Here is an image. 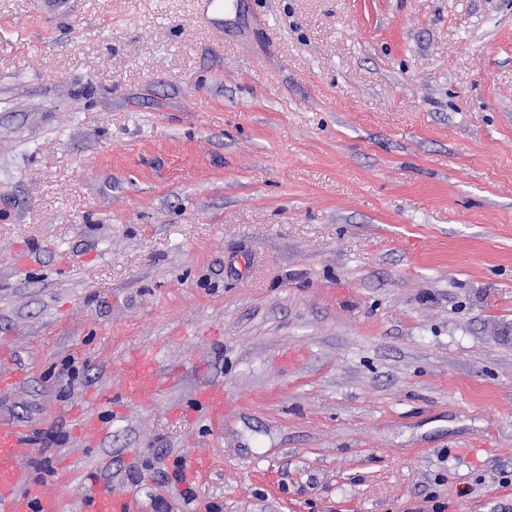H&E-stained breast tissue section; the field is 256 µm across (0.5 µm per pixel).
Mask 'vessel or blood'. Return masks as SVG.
Returning <instances> with one entry per match:
<instances>
[{"label":"vessel or blood","mask_w":512,"mask_h":512,"mask_svg":"<svg viewBox=\"0 0 512 512\" xmlns=\"http://www.w3.org/2000/svg\"><path fill=\"white\" fill-rule=\"evenodd\" d=\"M120 399L127 405L142 404L160 395V377L152 368L150 356L140 354L124 364ZM31 445L26 433L0 425V512H63L59 495L41 485L25 482L26 450ZM134 497L109 489H92L81 500L79 512H142Z\"/></svg>","instance_id":"obj_1"}]
</instances>
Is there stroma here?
Here are the masks:
<instances>
[{
  "instance_id": "1",
  "label": "stroma",
  "mask_w": 512,
  "mask_h": 512,
  "mask_svg": "<svg viewBox=\"0 0 512 512\" xmlns=\"http://www.w3.org/2000/svg\"><path fill=\"white\" fill-rule=\"evenodd\" d=\"M200 3L0 0L29 480L66 455L144 512H512V0ZM192 452L189 502L160 480ZM151 356L144 354L129 358L124 364L120 399L126 405L142 404L150 396L162 392L160 377L152 368Z\"/></svg>"
}]
</instances>
